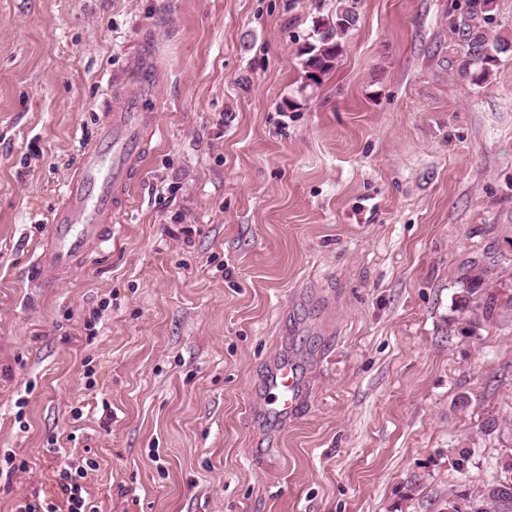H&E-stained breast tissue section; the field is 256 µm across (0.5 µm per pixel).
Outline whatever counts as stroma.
I'll return each mask as SVG.
<instances>
[{
    "label": "stroma",
    "mask_w": 512,
    "mask_h": 512,
    "mask_svg": "<svg viewBox=\"0 0 512 512\" xmlns=\"http://www.w3.org/2000/svg\"><path fill=\"white\" fill-rule=\"evenodd\" d=\"M335 7L0 0V449L27 464L0 512L54 440L97 461L99 512H445L512 454V308L467 335L457 304L475 260L512 287V52L474 85L466 0H362L306 84ZM144 63L159 128L112 239L34 287L80 147ZM278 353L307 403L272 422ZM360 0H338L335 10L326 18L315 21L312 40L300 48L302 68L306 78L319 81L330 72L343 53V46L359 21Z\"/></svg>",
    "instance_id": "obj_1"
}]
</instances>
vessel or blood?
I'll use <instances>...</instances> for the list:
<instances>
[{
	"instance_id": "vessel-or-blood-1",
	"label": "vessel or blood",
	"mask_w": 512,
	"mask_h": 512,
	"mask_svg": "<svg viewBox=\"0 0 512 512\" xmlns=\"http://www.w3.org/2000/svg\"><path fill=\"white\" fill-rule=\"evenodd\" d=\"M130 90L85 144L79 162L54 209L45 242L31 261L34 282L47 274L65 277L93 248L106 242L112 223L130 199L132 182L155 132L156 116L145 111L143 95L154 92L156 75L147 65L128 78ZM264 412L283 420L302 400L294 362L279 356L264 379Z\"/></svg>"
}]
</instances>
